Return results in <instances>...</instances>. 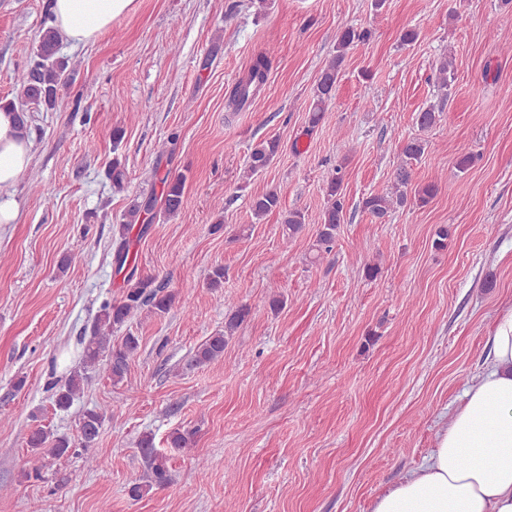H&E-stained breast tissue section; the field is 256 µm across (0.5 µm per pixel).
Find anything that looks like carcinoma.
I'll use <instances>...</instances> for the list:
<instances>
[{
    "instance_id": "carcinoma-1",
    "label": "carcinoma",
    "mask_w": 512,
    "mask_h": 512,
    "mask_svg": "<svg viewBox=\"0 0 512 512\" xmlns=\"http://www.w3.org/2000/svg\"><path fill=\"white\" fill-rule=\"evenodd\" d=\"M370 33L366 30L347 28L341 32L336 44V55L322 70L313 94V104L308 115L309 127H316L323 119L327 103L332 99L340 68L347 50L356 42L369 40ZM59 34L46 26L41 29L36 56L38 60L28 68L15 75L28 102L43 106L48 110L56 108L61 87L69 76V61L58 56ZM269 61L262 55L254 62L248 73L242 77L231 92L230 103L236 110L242 109L257 89L266 80ZM439 87L451 90L454 76V59L448 55L441 58L437 65ZM427 149V142L422 138H411L404 141L401 147L402 164L394 174V191L387 194H370L362 199L361 208L373 218L382 220L397 207L408 204L406 188L412 180L411 163L420 159ZM281 150L280 141L276 138L258 143L250 152L248 159V176H253L267 169ZM186 177L182 174L166 176L161 180L164 185L163 206L169 216L180 213L184 206V188ZM343 181L342 166L334 168L328 181L326 202L318 215L321 230L317 239V250L330 248L336 238L339 224L344 222V198L341 194ZM281 209V199L277 191L269 190L253 197L251 211L258 220ZM149 206L132 204L119 225V241L116 245V262L122 266L129 255L126 232L133 224L145 223L144 215L148 214ZM305 224V215L300 211H292L283 220V231L293 237ZM176 295L163 292V287L155 285V279L146 276L136 280L124 292L117 303L105 302L93 322L90 335L83 337V369L74 372L55 393V405L59 409L70 406L74 397L81 391L85 382L90 379L89 372L103 368L114 383L123 380L130 364L139 349V337L127 334L121 342H112V330L130 323L135 317L147 310L161 315L167 313L175 303ZM250 314L248 307L238 305L231 309L224 322V330L208 337L199 345L195 361L199 364L209 363L224 356V348L228 339L247 320ZM104 421V412L97 409L85 411L79 421L80 442L83 449L92 446L98 437ZM27 445L35 454L47 450L54 457L69 455L74 443L65 436H53L40 427L33 430L28 437ZM139 447L148 466V480L145 484H134L129 488V495L139 499L152 488L165 487L170 483L171 473L166 456L158 453L148 438H143Z\"/></svg>"
}]
</instances>
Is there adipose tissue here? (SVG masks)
<instances>
[{
	"label": "adipose tissue",
	"mask_w": 512,
	"mask_h": 512,
	"mask_svg": "<svg viewBox=\"0 0 512 512\" xmlns=\"http://www.w3.org/2000/svg\"><path fill=\"white\" fill-rule=\"evenodd\" d=\"M137 0H48L50 26L76 44L96 41ZM32 143L18 114L0 108V225L16 223L12 190ZM483 371L467 384L431 455L379 494L371 512H512V309L495 322Z\"/></svg>",
	"instance_id": "obj_1"
}]
</instances>
